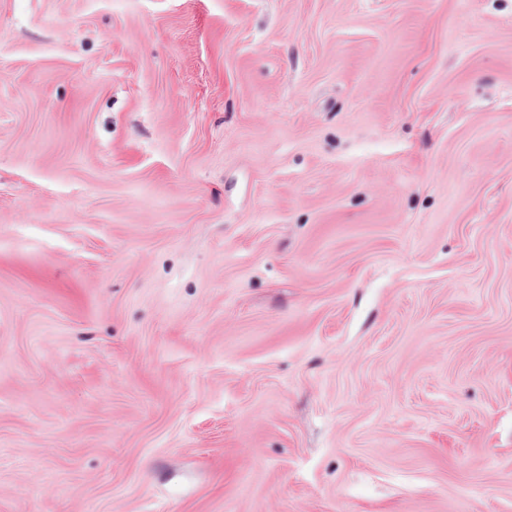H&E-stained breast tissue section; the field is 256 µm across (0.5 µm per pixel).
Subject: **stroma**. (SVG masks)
<instances>
[{"instance_id": "obj_1", "label": "stroma", "mask_w": 512, "mask_h": 512, "mask_svg": "<svg viewBox=\"0 0 512 512\" xmlns=\"http://www.w3.org/2000/svg\"><path fill=\"white\" fill-rule=\"evenodd\" d=\"M0 512H512V0H0Z\"/></svg>"}]
</instances>
